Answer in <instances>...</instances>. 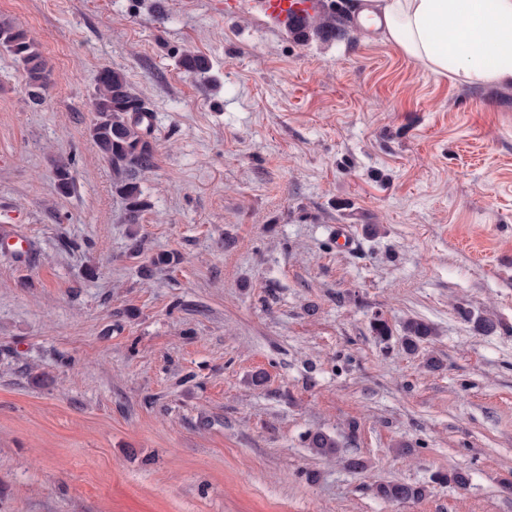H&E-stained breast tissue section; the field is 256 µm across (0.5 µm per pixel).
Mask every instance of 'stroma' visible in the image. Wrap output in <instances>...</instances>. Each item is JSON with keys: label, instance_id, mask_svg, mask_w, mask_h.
Wrapping results in <instances>:
<instances>
[{"label": "stroma", "instance_id": "obj_1", "mask_svg": "<svg viewBox=\"0 0 512 512\" xmlns=\"http://www.w3.org/2000/svg\"><path fill=\"white\" fill-rule=\"evenodd\" d=\"M329 3L339 30L303 40L252 0H0L52 70L33 104L0 50V225L28 239L0 245V512H512V87ZM104 67L153 114L135 227L89 136ZM410 318L436 332L414 355ZM373 490L377 497L398 503L416 501L426 495L425 486L402 481L379 482L375 484Z\"/></svg>", "mask_w": 512, "mask_h": 512}]
</instances>
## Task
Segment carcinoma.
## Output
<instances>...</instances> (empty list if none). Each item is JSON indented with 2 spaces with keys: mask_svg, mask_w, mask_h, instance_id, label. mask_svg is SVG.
I'll use <instances>...</instances> for the list:
<instances>
[{
  "mask_svg": "<svg viewBox=\"0 0 512 512\" xmlns=\"http://www.w3.org/2000/svg\"><path fill=\"white\" fill-rule=\"evenodd\" d=\"M336 30L335 22L320 16L312 20L305 37L322 38ZM0 47L9 52L25 73L29 99L41 103L52 82V71L42 55L39 44L27 32L10 21H0ZM94 119L90 137L101 157L112 168V187L125 201V220L138 224L142 213L149 207L143 195L139 176L154 167L155 152L148 140L149 123L146 103L134 93L123 73L103 67L96 77V89L92 101ZM54 179L58 191L67 195L73 187V177L68 165L59 162L54 167ZM435 336L432 326L420 319H408L403 323L402 345L409 354L416 353L422 345ZM309 445L322 456L338 452L337 441L316 431L309 435ZM377 497L388 502L416 501L426 495L420 484L402 481H384L375 484Z\"/></svg>",
  "mask_w": 512,
  "mask_h": 512,
  "instance_id": "1",
  "label": "carcinoma"
}]
</instances>
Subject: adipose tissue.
<instances>
[{
	"mask_svg": "<svg viewBox=\"0 0 512 512\" xmlns=\"http://www.w3.org/2000/svg\"><path fill=\"white\" fill-rule=\"evenodd\" d=\"M373 26L424 69L512 87V0H377Z\"/></svg>",
	"mask_w": 512,
	"mask_h": 512,
	"instance_id": "adipose-tissue-1",
	"label": "adipose tissue"
}]
</instances>
